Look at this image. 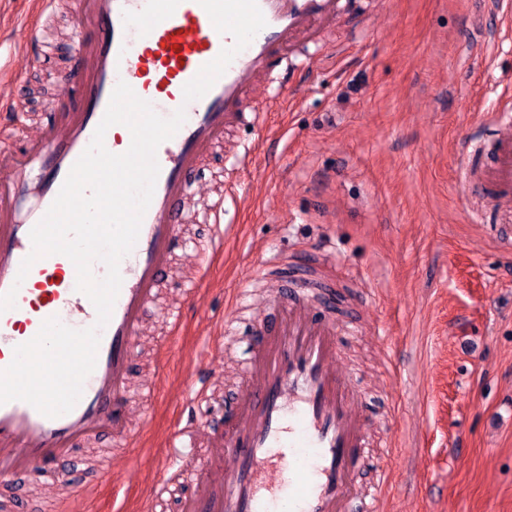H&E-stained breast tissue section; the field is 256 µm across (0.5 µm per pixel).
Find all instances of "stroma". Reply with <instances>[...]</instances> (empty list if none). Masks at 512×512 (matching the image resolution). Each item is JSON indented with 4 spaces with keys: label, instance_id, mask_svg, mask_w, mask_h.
Segmentation results:
<instances>
[{
    "label": "stroma",
    "instance_id": "1",
    "mask_svg": "<svg viewBox=\"0 0 512 512\" xmlns=\"http://www.w3.org/2000/svg\"><path fill=\"white\" fill-rule=\"evenodd\" d=\"M28 9L29 0H0V99L18 115L0 131V149L12 154L66 96L63 47L81 32L65 18L53 55L12 54L31 36ZM297 52L316 64L278 68L288 97L268 104L266 82L253 93L267 135L249 176L229 158L252 143V128L204 160L206 191L244 182L223 205L239 233L207 265L179 260L167 303L182 302L190 275L200 298L177 329L150 308L132 364L157 394L136 404L140 429L110 475L64 495L60 512H139L159 492V467L180 478L163 442L182 417L183 378L194 365H219L209 393L233 404L250 321L262 311L258 302L236 308V294L269 290L258 269L303 254L321 258L340 326L359 331L341 349L367 394L372 434L393 445L370 451L390 475L384 512H512V248L495 232L512 194L482 198L465 181L489 165L488 117L512 93V11L501 0H342L320 48L301 40ZM466 138L478 144L463 158ZM227 318L239 336L223 352L204 348Z\"/></svg>",
    "mask_w": 512,
    "mask_h": 512
}]
</instances>
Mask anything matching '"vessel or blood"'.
<instances>
[{"mask_svg": "<svg viewBox=\"0 0 512 512\" xmlns=\"http://www.w3.org/2000/svg\"><path fill=\"white\" fill-rule=\"evenodd\" d=\"M257 3L266 27L205 96L188 103L184 85L234 43L198 0H70L71 15L87 31L70 46V84L79 105L31 140L25 157L0 160V294L17 292L15 308L0 313V370L44 320L55 317L74 329L97 320L92 302L75 288L76 269L66 256L41 258L23 284L15 279L32 250L31 229L90 144L117 83L126 82L162 116L184 109L186 121L157 149L154 195L135 246L120 262L123 282L79 401L55 418L20 400L0 404V488L26 479L63 491L79 469L81 449L103 434L113 446H125L135 430L130 402L154 396L153 385L138 391L131 385L135 338L172 259L197 250L181 226L197 193L199 164L226 131L261 127L253 87L270 78L299 39L317 42L340 7V0ZM37 6L40 21L16 52L54 49L45 36L53 0ZM510 184L512 140L504 139L492 149L489 176L469 187L482 194ZM221 210L216 203L196 215L199 223L215 225V252L224 244ZM317 263L310 256L277 272L269 313L252 323L247 383L232 419L218 412L197 416L171 434L168 445L189 479L176 489L166 481L161 487L174 489L181 512H269L283 495L295 512H381L387 473H379L370 493L356 484L368 455L369 423L356 378L337 369L336 311L315 278ZM202 445L209 453L200 459L193 450ZM51 505L46 497L0 495V512H50Z\"/></svg>", "mask_w": 512, "mask_h": 512, "instance_id": "vessel-or-blood-1", "label": "vessel or blood"}]
</instances>
